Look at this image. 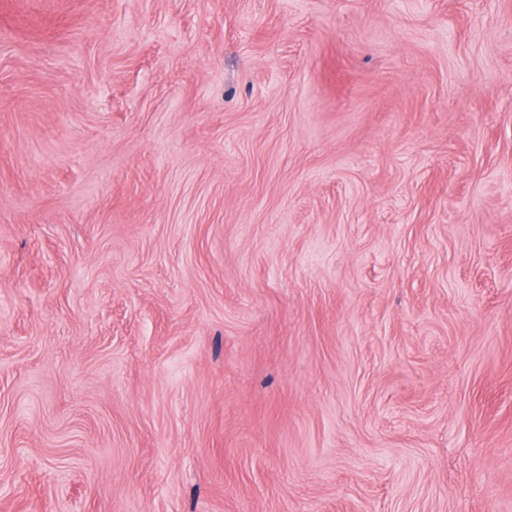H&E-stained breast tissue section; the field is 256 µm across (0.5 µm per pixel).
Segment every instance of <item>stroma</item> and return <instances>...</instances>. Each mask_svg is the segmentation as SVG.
<instances>
[{"label":"stroma","instance_id":"stroma-1","mask_svg":"<svg viewBox=\"0 0 512 512\" xmlns=\"http://www.w3.org/2000/svg\"><path fill=\"white\" fill-rule=\"evenodd\" d=\"M0 512H512V0H0Z\"/></svg>","mask_w":512,"mask_h":512}]
</instances>
